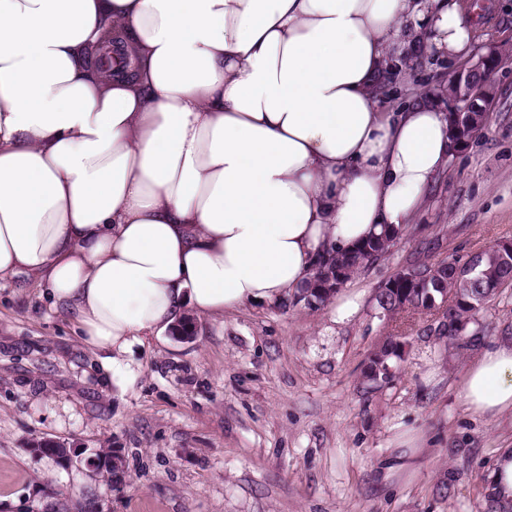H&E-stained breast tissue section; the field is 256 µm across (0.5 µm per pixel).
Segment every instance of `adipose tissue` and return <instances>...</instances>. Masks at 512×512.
<instances>
[{
	"label": "adipose tissue",
	"instance_id": "obj_1",
	"mask_svg": "<svg viewBox=\"0 0 512 512\" xmlns=\"http://www.w3.org/2000/svg\"><path fill=\"white\" fill-rule=\"evenodd\" d=\"M133 79L92 67L107 22ZM464 0H0V279L26 274L121 355L180 321L299 294L328 248L409 223L453 150L430 94L385 107ZM512 411V336L458 385Z\"/></svg>",
	"mask_w": 512,
	"mask_h": 512
}]
</instances>
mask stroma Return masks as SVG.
<instances>
[{
  "label": "stroma",
  "instance_id": "obj_1",
  "mask_svg": "<svg viewBox=\"0 0 512 512\" xmlns=\"http://www.w3.org/2000/svg\"><path fill=\"white\" fill-rule=\"evenodd\" d=\"M461 60L431 49L396 79L391 107L439 87ZM483 132L453 151L414 224L335 303L256 304L195 315L196 332L151 336L121 357L88 347L78 323L24 275L0 279V512H487L512 413H467L457 386L476 352L406 313L390 328L376 296L411 263L466 261L512 239V68ZM408 337L392 380L366 388L368 356L389 333ZM487 344L512 336V285L467 325ZM414 436L416 447L403 448ZM78 449L67 464L32 452ZM122 454L128 482L106 487L85 460Z\"/></svg>",
  "mask_w": 512,
  "mask_h": 512
}]
</instances>
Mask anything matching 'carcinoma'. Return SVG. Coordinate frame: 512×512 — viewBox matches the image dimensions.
<instances>
[{
  "label": "carcinoma",
  "instance_id": "cac0c4a2",
  "mask_svg": "<svg viewBox=\"0 0 512 512\" xmlns=\"http://www.w3.org/2000/svg\"><path fill=\"white\" fill-rule=\"evenodd\" d=\"M138 57L125 45L122 35L108 27L106 39L94 58L95 68L105 80L134 78L138 70ZM387 232L372 238L353 252H329L321 260V268L315 277L301 290V298L308 296L325 303L320 296V285L340 276L347 281L351 277L385 255ZM512 282V257L503 259L492 252L484 254L480 265L473 271L456 261H441L434 268H419L409 275L399 276L388 286L379 289L376 300L385 312L406 307L408 311L432 308L433 302H441L442 294L458 297L454 308L456 321H468L477 315L497 290Z\"/></svg>",
  "mask_w": 512,
  "mask_h": 512
}]
</instances>
